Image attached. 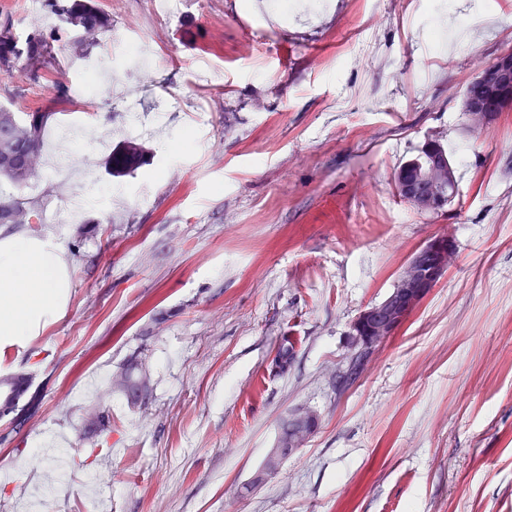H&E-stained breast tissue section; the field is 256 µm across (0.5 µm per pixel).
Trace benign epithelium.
Returning <instances> with one entry per match:
<instances>
[{
  "instance_id": "benign-epithelium-1",
  "label": "benign epithelium",
  "mask_w": 512,
  "mask_h": 512,
  "mask_svg": "<svg viewBox=\"0 0 512 512\" xmlns=\"http://www.w3.org/2000/svg\"><path fill=\"white\" fill-rule=\"evenodd\" d=\"M466 112L475 128L496 121L512 106V49L501 52L466 85L463 91ZM426 155L414 169L398 168L393 181L400 196L416 210L435 213L456 197L457 168L447 150L437 140L423 145ZM452 238L441 235L429 239L408 260L394 288L379 303L362 311L354 320L351 336L359 353L369 354L395 335L407 317L427 297L447 272L455 257ZM315 413L305 408L288 415L292 438L278 436L269 457L285 460L309 439L307 421Z\"/></svg>"
}]
</instances>
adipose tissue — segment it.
I'll return each instance as SVG.
<instances>
[{
  "mask_svg": "<svg viewBox=\"0 0 512 512\" xmlns=\"http://www.w3.org/2000/svg\"><path fill=\"white\" fill-rule=\"evenodd\" d=\"M60 271L61 258L52 247L26 238L0 244L1 336H27L38 319L54 312Z\"/></svg>",
  "mask_w": 512,
  "mask_h": 512,
  "instance_id": "obj_1",
  "label": "adipose tissue"
}]
</instances>
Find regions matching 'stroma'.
Here are the masks:
<instances>
[{
    "label": "stroma",
    "mask_w": 512,
    "mask_h": 512,
    "mask_svg": "<svg viewBox=\"0 0 512 512\" xmlns=\"http://www.w3.org/2000/svg\"><path fill=\"white\" fill-rule=\"evenodd\" d=\"M250 2L167 19L68 0L93 39L0 73V101L48 130L85 114L68 163L89 171L75 198L39 166V222L0 224L57 248L68 282L0 337V377L32 379L0 416V512H512V111L477 131L462 99L512 49V0H291L273 20ZM4 25L22 43L50 23L0 0ZM85 66L130 111L81 98ZM430 138L459 175L438 213L393 182ZM435 234L456 242L447 274L357 359L352 322ZM132 359L151 378L135 407L113 385ZM298 408L316 433L248 488Z\"/></svg>",
    "instance_id": "stroma-1"
}]
</instances>
